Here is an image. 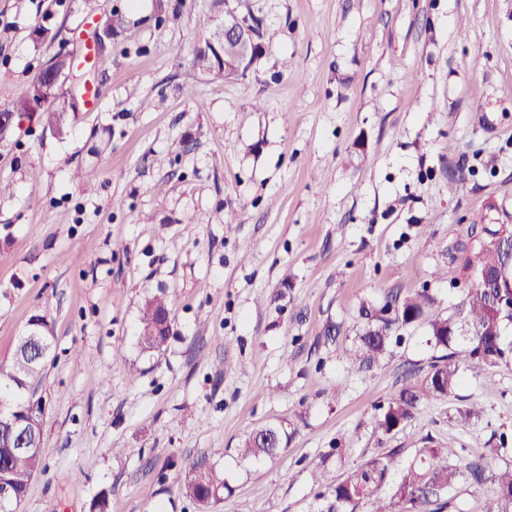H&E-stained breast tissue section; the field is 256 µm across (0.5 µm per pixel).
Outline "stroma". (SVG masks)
Segmentation results:
<instances>
[{
  "label": "stroma",
  "mask_w": 512,
  "mask_h": 512,
  "mask_svg": "<svg viewBox=\"0 0 512 512\" xmlns=\"http://www.w3.org/2000/svg\"><path fill=\"white\" fill-rule=\"evenodd\" d=\"M227 7L258 23L262 53L190 96L213 0H0V109L58 52L83 54L112 11L138 31L112 38L101 106L79 107L67 136L26 125L0 143V362L32 318L54 336L45 469L20 512H90L102 490L110 512H200L180 471L202 452L230 485L211 512H320L325 485L393 449L407 464L427 441L485 470L441 493L444 512H483L512 465L491 453L512 435V366L466 373L388 435L377 408L427 372V322L463 297L472 225L512 224V0ZM79 168L97 171L94 190ZM423 289L424 319L378 365L344 355L361 306ZM161 292L172 335L147 355L139 308ZM470 403L480 420L459 418ZM265 425L286 430L280 454L239 458Z\"/></svg>",
  "instance_id": "obj_1"
}]
</instances>
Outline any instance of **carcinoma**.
Segmentation results:
<instances>
[{"mask_svg":"<svg viewBox=\"0 0 512 512\" xmlns=\"http://www.w3.org/2000/svg\"><path fill=\"white\" fill-rule=\"evenodd\" d=\"M109 29L121 31L129 40L136 39L135 25L121 13L112 14ZM215 54L209 46L197 47L191 68L186 72L183 87L192 86L199 66ZM32 79L23 93L8 107L20 118L40 113L42 122L55 131V135H67L71 126V112L58 103L65 95L63 83L51 89L52 102L43 98ZM497 230H488L489 239L480 245L474 257L466 258L464 269H482L490 278L472 283L456 312L429 322V341L436 350L430 370L423 376H410L394 394L386 406L378 407V428L385 434L404 426L429 401L444 400L455 395L462 376L481 366H497L512 363V322L505 313L491 306L496 294L512 290V254L495 244ZM432 302L427 292L418 293L396 306L403 324L413 323L424 316L425 308ZM388 303L377 312L362 307L363 323L356 339L346 353L361 366H372L389 350L395 323L384 316ZM168 310L167 300L153 296L145 300L141 309L137 345L142 353L159 352L166 346L169 335L150 336L151 323ZM44 369L29 371L23 358L13 354L11 360L0 365V408L38 413L43 417L44 408H32L28 402L24 382H40ZM286 432L278 426H267L250 433L238 448L243 458L255 460L273 459L283 449ZM398 451L374 457L363 466L349 472L332 486L324 497L323 512H357L365 501H373V512H397L399 505H410L416 512H434L431 505L437 503L439 493L452 489L465 474L478 483L483 481V471L467 463H450L455 455L451 448L424 447L417 451V459L409 463L388 498L378 491L394 468ZM43 470L41 450L17 455L8 447L6 437L0 438V482L13 486L16 495L26 496L31 479ZM494 487L487 497L484 512H512V468L493 479ZM224 471L201 453L190 462L183 475V489L203 509H208L224 497Z\"/></svg>","mask_w":512,"mask_h":512,"instance_id":"1","label":"carcinoma"}]
</instances>
